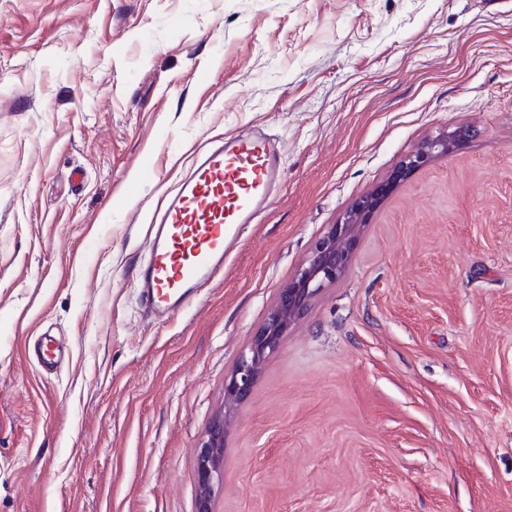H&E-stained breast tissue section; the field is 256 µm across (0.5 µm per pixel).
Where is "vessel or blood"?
I'll return each instance as SVG.
<instances>
[{
  "mask_svg": "<svg viewBox=\"0 0 512 512\" xmlns=\"http://www.w3.org/2000/svg\"><path fill=\"white\" fill-rule=\"evenodd\" d=\"M284 180L283 149L259 130L203 150L151 217L136 273L147 312L170 317L222 279L231 246L276 203Z\"/></svg>",
  "mask_w": 512,
  "mask_h": 512,
  "instance_id": "b4317fda",
  "label": "vessel or blood"
}]
</instances>
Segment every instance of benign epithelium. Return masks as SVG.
<instances>
[{"instance_id": "obj_1", "label": "benign epithelium", "mask_w": 512, "mask_h": 512, "mask_svg": "<svg viewBox=\"0 0 512 512\" xmlns=\"http://www.w3.org/2000/svg\"><path fill=\"white\" fill-rule=\"evenodd\" d=\"M471 135V129L459 127L426 139L400 161L386 182L356 201L339 223L329 225L288 284L278 290L264 323L251 336L231 372L224 377V399L227 405L241 403L251 395L263 363L279 348L288 330L303 317L312 300L324 288L347 273L361 230L369 223L371 215L387 194L439 155L457 150ZM227 423L225 412L216 414L198 444L197 512H213V497L224 474Z\"/></svg>"}]
</instances>
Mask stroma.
Segmentation results:
<instances>
[{"instance_id": "stroma-1", "label": "stroma", "mask_w": 512, "mask_h": 512, "mask_svg": "<svg viewBox=\"0 0 512 512\" xmlns=\"http://www.w3.org/2000/svg\"><path fill=\"white\" fill-rule=\"evenodd\" d=\"M461 126L229 411L213 512H512V0H0V512H196L278 289ZM251 127L285 149L282 198L155 320L147 218ZM228 418L216 414L196 450L197 512H213L212 502L224 474V438Z\"/></svg>"}]
</instances>
